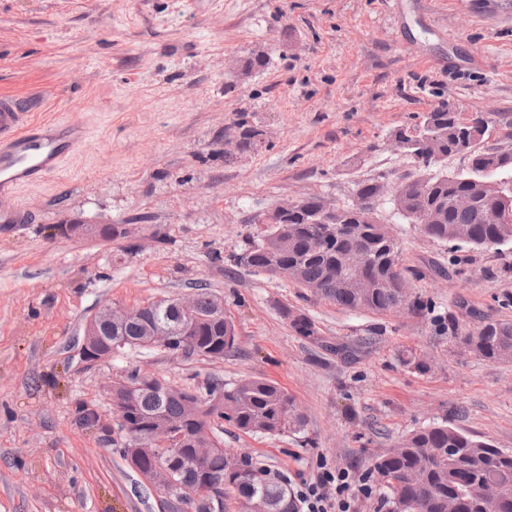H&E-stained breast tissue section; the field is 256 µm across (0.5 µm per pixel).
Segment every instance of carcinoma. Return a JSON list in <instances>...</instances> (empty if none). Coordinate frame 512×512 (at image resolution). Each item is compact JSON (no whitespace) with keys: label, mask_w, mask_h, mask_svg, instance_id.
Segmentation results:
<instances>
[{"label":"carcinoma","mask_w":512,"mask_h":512,"mask_svg":"<svg viewBox=\"0 0 512 512\" xmlns=\"http://www.w3.org/2000/svg\"><path fill=\"white\" fill-rule=\"evenodd\" d=\"M480 129H485L482 117L465 121L442 106L424 115L418 135L396 132L403 149L428 170L450 154L466 150L470 155L469 171L451 176L426 174L419 179L420 190L399 200L397 210L409 220L420 208L430 211L434 222L421 225V230L435 240L498 250L512 247V191L502 188L506 198L502 222L484 224L485 197L477 196L475 182L512 180V169L492 170L502 158L500 152L472 148V132ZM262 136L256 127L242 129L235 147L224 149V160L229 162L257 147ZM461 195L471 197L472 205L458 207L456 199ZM319 209L320 200L308 198L297 201L288 217H270L260 233L247 238L233 263L255 274L278 275L349 310L384 314L399 309L409 292L408 279L387 226L351 203L345 206L347 222L330 228L316 223ZM350 255L366 263L372 287L354 286L346 265ZM219 304V297L198 288L196 331L178 340L186 353L222 358L234 348L233 322L227 316L213 319ZM183 321L173 302H152L143 323L126 328L123 336H112V341H122L126 348L146 347L152 340L150 328L160 325L175 332ZM448 336L483 360L512 361L511 321L488 319L469 327L450 315ZM217 389L222 401L213 406L209 396ZM204 396L197 420L189 423L192 430L210 429L209 422L216 416L250 435L304 431L306 418L296 401L271 381L247 378L229 387L215 385L205 388ZM184 405L185 397L167 395L161 386L146 384L134 389L128 403L121 406L127 434L119 444L121 456L126 461L131 454L139 455L136 472L149 475L148 483L165 495L170 512H212L213 477L218 473L224 474V486L236 493L244 512H292L288 487L273 481L269 471L249 456L221 448L199 465L187 443L173 453L144 441L151 427L182 416ZM371 472L383 489L381 502L386 512H512V451L447 425L411 432L396 447L375 455ZM472 483L484 487L490 497L477 502L460 496V490Z\"/></svg>","instance_id":"obj_1"}]
</instances>
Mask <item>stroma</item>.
Returning a JSON list of instances; mask_svg holds the SVG:
<instances>
[{
	"label": "stroma",
	"mask_w": 512,
	"mask_h": 512,
	"mask_svg": "<svg viewBox=\"0 0 512 512\" xmlns=\"http://www.w3.org/2000/svg\"><path fill=\"white\" fill-rule=\"evenodd\" d=\"M265 66L248 69L256 53ZM0 92L40 121L86 132L62 171L19 193L27 223L0 226V512H164L120 455L107 386L136 371L188 391L262 378L306 416L303 434L212 427L226 450L288 488L320 463L370 482V462L410 432L445 424L512 450V362L454 345L448 318L512 320V248H452L395 209L396 239L421 313L377 315L231 266L259 218L357 182L419 173L391 148L442 105L483 115V143L512 152V5L504 0H0ZM264 133L233 162L239 122ZM64 224H101L77 237ZM206 285L236 331L221 359L160 348L86 364V320ZM317 329L307 338L290 315ZM427 361L429 371L409 365ZM86 404L112 441L82 427Z\"/></svg>",
	"instance_id": "obj_1"
}]
</instances>
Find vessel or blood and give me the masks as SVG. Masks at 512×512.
<instances>
[{
    "instance_id": "obj_1",
    "label": "vessel or blood",
    "mask_w": 512,
    "mask_h": 512,
    "mask_svg": "<svg viewBox=\"0 0 512 512\" xmlns=\"http://www.w3.org/2000/svg\"><path fill=\"white\" fill-rule=\"evenodd\" d=\"M85 140L69 121L34 123L19 98L0 94V224H21L25 210L15 198L22 188L59 172Z\"/></svg>"
}]
</instances>
